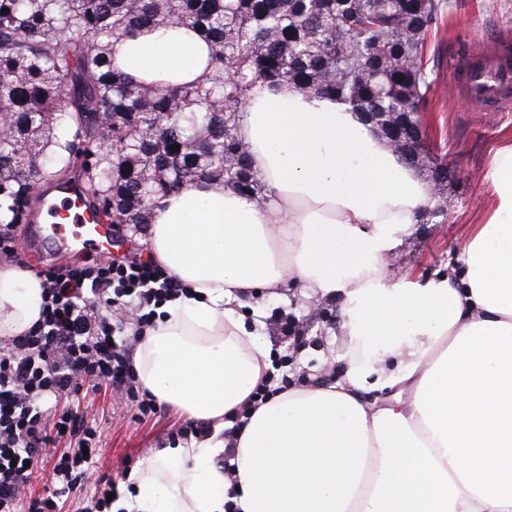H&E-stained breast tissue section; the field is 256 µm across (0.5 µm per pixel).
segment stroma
<instances>
[{
    "mask_svg": "<svg viewBox=\"0 0 512 512\" xmlns=\"http://www.w3.org/2000/svg\"><path fill=\"white\" fill-rule=\"evenodd\" d=\"M447 27L429 36L425 58L433 91L422 106L423 127L433 153L444 157L455 172L445 191L448 219L443 224H420L392 254L390 273L418 285L447 276L470 223L482 210L488 188L480 181L481 169L503 136L512 133V112H493L466 103L451 86V59L468 44L494 41L504 26H512V0H445ZM264 340L271 360L287 356L283 373L293 386H310L342 378L346 363L340 353V304L324 300L302 303L297 289L284 288L280 297L266 300ZM287 315L303 327V344L293 349L277 315ZM61 407L83 414L100 435L97 472L128 467L138 474L147 459L168 447V434L184 415L168 408L162 418L133 420L131 410L112 390L99 387L87 397L61 399Z\"/></svg>",
    "mask_w": 512,
    "mask_h": 512,
    "instance_id": "35a3bbf8",
    "label": "stroma"
}]
</instances>
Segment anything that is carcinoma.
Returning a JSON list of instances; mask_svg holds the SVG:
<instances>
[{"instance_id": "obj_1", "label": "carcinoma", "mask_w": 512, "mask_h": 512, "mask_svg": "<svg viewBox=\"0 0 512 512\" xmlns=\"http://www.w3.org/2000/svg\"><path fill=\"white\" fill-rule=\"evenodd\" d=\"M443 17L442 0H0V169L28 172L0 180V224L24 221L32 185L72 171L89 206L138 229L160 199L196 182L266 202L235 134L258 82L363 115L433 184L420 223L443 224L448 166L427 139L397 134L404 117L423 126L425 42ZM172 24L209 41L207 75L162 85L115 71L110 45Z\"/></svg>"}]
</instances>
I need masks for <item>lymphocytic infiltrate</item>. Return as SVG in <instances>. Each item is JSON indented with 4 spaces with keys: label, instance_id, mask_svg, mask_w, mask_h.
I'll list each match as a JSON object with an SVG mask.
<instances>
[{
    "label": "lymphocytic infiltrate",
    "instance_id": "lymphocytic-infiltrate-1",
    "mask_svg": "<svg viewBox=\"0 0 512 512\" xmlns=\"http://www.w3.org/2000/svg\"><path fill=\"white\" fill-rule=\"evenodd\" d=\"M43 286L41 318L24 335L0 340V512H56L58 498L77 495L90 478L95 491L80 512H114L112 502L124 491L111 474L93 473L95 429L76 412L48 403L92 382L125 397L134 420L163 416V405L139 381L134 354L154 307L183 288L154 263L108 257L47 271ZM101 302L122 311L134 307L130 341L114 343L111 320L95 314ZM65 438L78 440V447L60 448ZM44 456L53 461L52 482L44 496L22 504L21 493Z\"/></svg>",
    "mask_w": 512,
    "mask_h": 512
}]
</instances>
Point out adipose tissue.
<instances>
[{"label":"adipose tissue","mask_w":512,"mask_h":512,"mask_svg":"<svg viewBox=\"0 0 512 512\" xmlns=\"http://www.w3.org/2000/svg\"><path fill=\"white\" fill-rule=\"evenodd\" d=\"M184 28L116 46L113 66L176 84L206 73ZM271 199L217 182L162 199L142 245L189 293L158 309L137 348L142 385L215 432L166 448L133 478L128 512H512V135L484 169L489 203L452 273L424 286L389 258L430 182L344 106L256 83L237 128ZM335 299L343 380L291 387L254 409L234 444L224 419L266 378L265 296ZM39 277L0 267V336L38 320ZM384 397L364 398L366 383ZM234 448L233 473L216 458Z\"/></svg>","instance_id":"obj_1"}]
</instances>
